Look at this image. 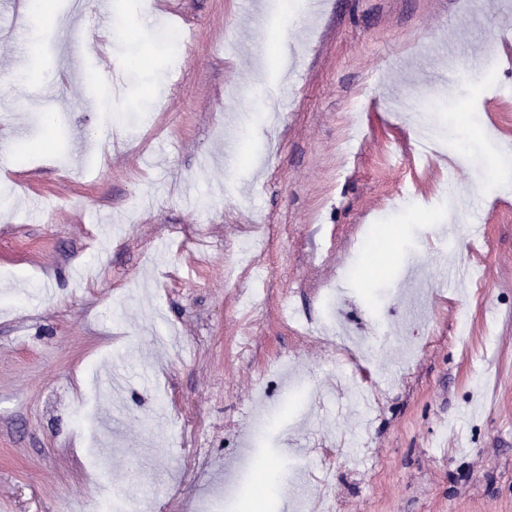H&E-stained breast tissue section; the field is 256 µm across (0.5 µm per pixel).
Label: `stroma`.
I'll return each mask as SVG.
<instances>
[{
	"mask_svg": "<svg viewBox=\"0 0 512 512\" xmlns=\"http://www.w3.org/2000/svg\"><path fill=\"white\" fill-rule=\"evenodd\" d=\"M254 2L0 5V504L512 512V0Z\"/></svg>",
	"mask_w": 512,
	"mask_h": 512,
	"instance_id": "1",
	"label": "stroma"
}]
</instances>
